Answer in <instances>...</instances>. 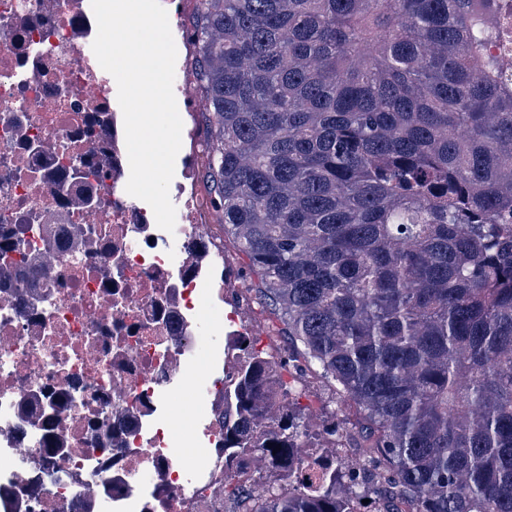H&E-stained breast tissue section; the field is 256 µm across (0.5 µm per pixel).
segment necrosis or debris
<instances>
[{
    "instance_id": "1",
    "label": "necrosis or debris",
    "mask_w": 512,
    "mask_h": 512,
    "mask_svg": "<svg viewBox=\"0 0 512 512\" xmlns=\"http://www.w3.org/2000/svg\"><path fill=\"white\" fill-rule=\"evenodd\" d=\"M81 0H0V224L27 226L58 257L24 291L0 277V512H222L218 421L177 419L174 380L191 390L195 316L223 298L198 281L206 230L185 200L195 244L173 270L161 229L111 195L129 176L107 88L80 42ZM77 155L103 172L71 181ZM203 473L187 493L188 469ZM145 469L152 486L137 484Z\"/></svg>"
}]
</instances>
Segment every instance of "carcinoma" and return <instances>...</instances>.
<instances>
[{
	"label": "carcinoma",
	"instance_id": "obj_1",
	"mask_svg": "<svg viewBox=\"0 0 512 512\" xmlns=\"http://www.w3.org/2000/svg\"><path fill=\"white\" fill-rule=\"evenodd\" d=\"M498 0H199L219 231L288 354L224 337L229 512H512V88ZM30 241L0 235V265ZM359 430L314 432L277 373ZM357 442L363 463L302 449ZM273 447H268V444ZM279 450H274V447ZM502 8L492 20V27L497 32V40L487 45V50L499 56L504 62V77L510 83L512 78V2L503 0Z\"/></svg>",
	"mask_w": 512,
	"mask_h": 512
}]
</instances>
